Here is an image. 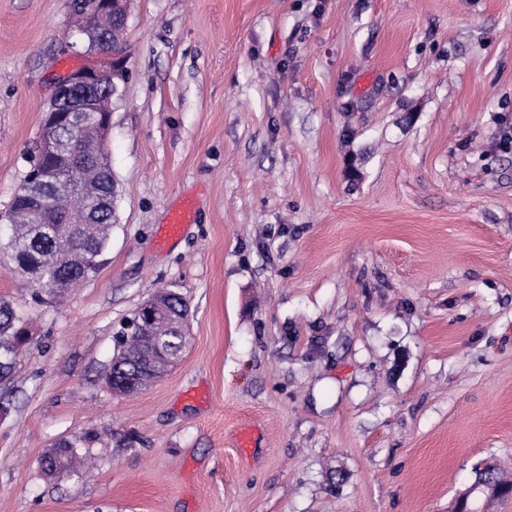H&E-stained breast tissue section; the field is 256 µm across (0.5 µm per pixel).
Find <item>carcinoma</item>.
<instances>
[{
	"instance_id": "carcinoma-1",
	"label": "carcinoma",
	"mask_w": 512,
	"mask_h": 512,
	"mask_svg": "<svg viewBox=\"0 0 512 512\" xmlns=\"http://www.w3.org/2000/svg\"><path fill=\"white\" fill-rule=\"evenodd\" d=\"M75 158L55 152L39 144L35 162L59 172L54 183L32 187L29 196L14 197L11 211L21 217L37 214L36 223L21 220L13 225L8 248L18 268L31 276L36 290L54 295L89 281L97 272L92 259L106 252L112 230V173L93 159V141L74 148ZM164 306L160 317L140 329L130 341L117 343L107 378L132 383L147 376L164 375L172 361L182 355L187 335L177 329L189 320V305L180 294L166 288L155 292ZM25 329L12 307L0 303V379L11 372L18 346L23 343ZM169 340L166 355L158 344ZM70 447L67 456L46 458L47 469L64 476L76 475L86 469V458L77 443L65 441ZM478 481L494 487L498 493L512 492V486H501L494 479V467L486 465L478 472Z\"/></svg>"
}]
</instances>
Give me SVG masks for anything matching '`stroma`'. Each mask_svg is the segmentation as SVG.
Returning <instances> with one entry per match:
<instances>
[{
	"label": "stroma",
	"instance_id": "1",
	"mask_svg": "<svg viewBox=\"0 0 512 512\" xmlns=\"http://www.w3.org/2000/svg\"><path fill=\"white\" fill-rule=\"evenodd\" d=\"M70 17L0 0V213ZM125 38L97 275L41 299L0 234V512H512L475 473L512 483V0H131ZM158 287L188 345L116 395ZM60 440L87 476H45ZM25 329L20 325V317L12 307L0 303V379L11 372L18 346L23 343Z\"/></svg>",
	"mask_w": 512,
	"mask_h": 512
}]
</instances>
